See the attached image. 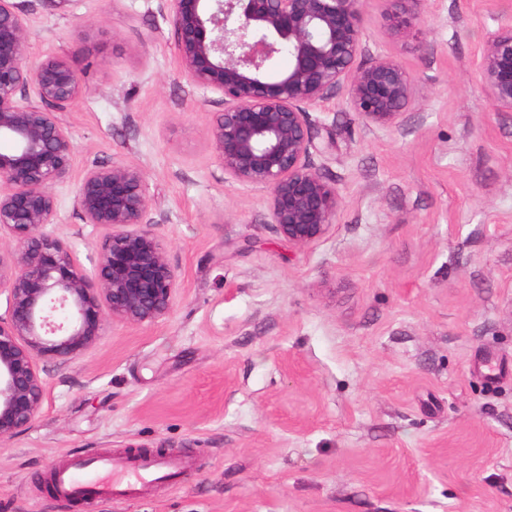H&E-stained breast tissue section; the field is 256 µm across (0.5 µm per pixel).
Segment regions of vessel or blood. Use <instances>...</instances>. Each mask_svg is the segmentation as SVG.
Returning a JSON list of instances; mask_svg holds the SVG:
<instances>
[{"label": "vessel or blood", "mask_w": 512, "mask_h": 512, "mask_svg": "<svg viewBox=\"0 0 512 512\" xmlns=\"http://www.w3.org/2000/svg\"><path fill=\"white\" fill-rule=\"evenodd\" d=\"M185 460L177 456H152L129 461L116 457H101L92 471H85L83 461L76 460L57 468L53 485L56 494L63 499L80 497L91 491L98 495L112 494L117 487L134 488L144 484L159 471H183Z\"/></svg>", "instance_id": "b4317fda"}]
</instances>
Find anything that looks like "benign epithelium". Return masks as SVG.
<instances>
[{
  "mask_svg": "<svg viewBox=\"0 0 512 512\" xmlns=\"http://www.w3.org/2000/svg\"><path fill=\"white\" fill-rule=\"evenodd\" d=\"M182 72L217 91L224 111L210 142L224 180L266 191L267 217L288 241L321 239L341 207L312 162L319 151L308 109L336 91L368 126L399 129L414 94L396 59L366 65L363 0H165ZM391 31L419 24L424 0H382ZM29 19L0 0V442L27 430L42 409L45 364L79 359L107 320L152 324L171 312L178 275L147 219L150 197L139 167L114 161L84 168L76 185L82 219L107 230L88 276L62 237L54 187L67 181L75 146L58 111L84 87L66 59L29 60ZM286 51L290 66L268 62ZM480 80L498 111L512 112V24L481 48Z\"/></svg>",
  "mask_w": 512,
  "mask_h": 512,
  "instance_id": "7a95c632",
  "label": "benign epithelium"
}]
</instances>
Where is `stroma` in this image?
Returning a JSON list of instances; mask_svg holds the SVG:
<instances>
[{
	"instance_id": "stroma-1",
	"label": "stroma",
	"mask_w": 512,
	"mask_h": 512,
	"mask_svg": "<svg viewBox=\"0 0 512 512\" xmlns=\"http://www.w3.org/2000/svg\"><path fill=\"white\" fill-rule=\"evenodd\" d=\"M17 2L31 60L80 72L59 113L74 179L144 171L178 290L166 318L106 323L48 368L41 411L0 446V512H84L45 480L132 447L191 466L97 512H512V112L478 77L512 0H425L409 38L365 0L360 63L397 58L415 96L394 131L339 96L310 108L341 208L305 247L268 224L263 191L225 181L209 143L222 96L181 71L163 0ZM55 192L92 270L104 230L74 180Z\"/></svg>"
}]
</instances>
